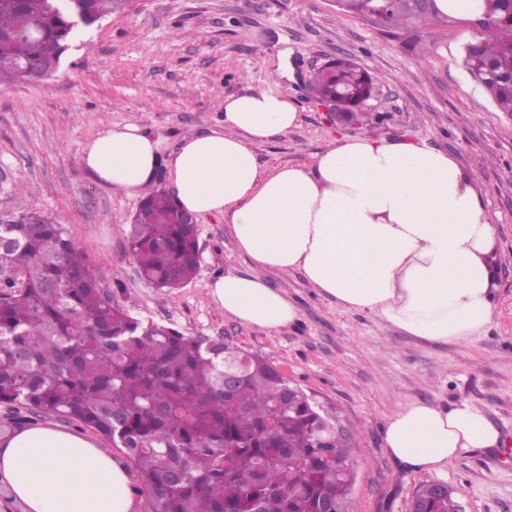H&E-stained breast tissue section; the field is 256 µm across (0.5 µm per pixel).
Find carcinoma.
Here are the masks:
<instances>
[{"label": "carcinoma", "instance_id": "carcinoma-1", "mask_svg": "<svg viewBox=\"0 0 512 512\" xmlns=\"http://www.w3.org/2000/svg\"><path fill=\"white\" fill-rule=\"evenodd\" d=\"M129 0H0V85H21L23 57L42 78L59 66L74 32L120 13ZM377 0H338L366 17ZM509 0H482L486 38L467 46L464 67L512 116ZM433 8L401 0L390 29H419ZM374 78L338 58L314 73L317 99L353 104ZM129 253L148 282L178 288L198 269L197 227L163 190L133 222ZM234 389L224 392V346L131 316L103 297L82 252L40 211L0 223V440L50 416L93 429L134 465L144 512H324L347 505L353 482L349 442L263 356L249 352ZM431 483L414 491L409 512H459Z\"/></svg>", "mask_w": 512, "mask_h": 512}]
</instances>
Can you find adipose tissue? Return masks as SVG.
<instances>
[{"mask_svg":"<svg viewBox=\"0 0 512 512\" xmlns=\"http://www.w3.org/2000/svg\"><path fill=\"white\" fill-rule=\"evenodd\" d=\"M282 90L224 100V117L185 136L169 158L135 123L116 124L82 150L84 168L128 195L166 168L181 208L226 216L256 266L301 272L344 310L444 343L481 335L498 288V237L474 181L451 153L412 141L335 140L312 166L261 174L256 142L297 126ZM226 315L277 332L299 313L261 279L226 274L207 286ZM499 431L467 401H417L389 417L383 442L409 471H439L467 448H493ZM0 477L25 512H133L128 471L93 442L46 428L0 444Z\"/></svg>","mask_w":512,"mask_h":512,"instance_id":"ef3b65f1","label":"adipose tissue"}]
</instances>
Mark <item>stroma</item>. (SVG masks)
<instances>
[{"label":"stroma","mask_w":512,"mask_h":512,"mask_svg":"<svg viewBox=\"0 0 512 512\" xmlns=\"http://www.w3.org/2000/svg\"><path fill=\"white\" fill-rule=\"evenodd\" d=\"M483 36L466 17L433 21L414 39L397 36L340 13L334 0H133L125 12L79 27L51 78L0 85V215L49 213L114 303L260 354L332 409L352 446L350 512H408L423 482L447 483L465 512H512V454L470 448L442 471L414 473L383 443L394 411L465 400L512 444V117L463 66L465 46ZM342 54L377 78L357 120L345 124L309 89L312 73ZM250 88L288 91L300 112L297 127L255 144L263 173L311 165L344 134L405 137L459 158L499 234V289L484 334L445 344L342 310L301 273L256 267L221 216L199 220L194 279L160 289L140 277L128 233L141 198L97 182L82 165L83 145L113 124L135 122L169 156L184 135L214 127L225 97ZM227 273L285 292L297 321L270 333L225 315L207 286Z\"/></svg>","instance_id":"stroma-1"}]
</instances>
